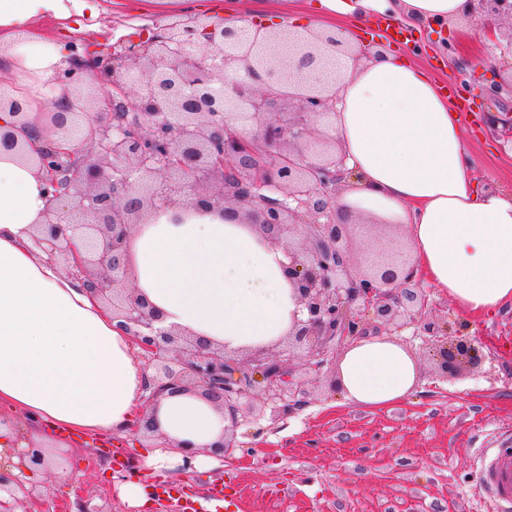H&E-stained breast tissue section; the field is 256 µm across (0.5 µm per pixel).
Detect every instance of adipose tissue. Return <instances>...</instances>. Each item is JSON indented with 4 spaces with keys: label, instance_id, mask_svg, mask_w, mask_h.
Instances as JSON below:
<instances>
[{
    "label": "adipose tissue",
    "instance_id": "1",
    "mask_svg": "<svg viewBox=\"0 0 512 512\" xmlns=\"http://www.w3.org/2000/svg\"><path fill=\"white\" fill-rule=\"evenodd\" d=\"M465 0H319L317 31L348 48L331 127L351 176L342 208L407 228L415 274L463 314L512 303V199L476 188L460 120L436 82L405 55L355 63L358 24L399 15L461 18ZM102 0H0V94L39 112L43 88L68 58L73 34ZM45 208L35 169L0 155V404L51 427L125 433L143 413L144 374L110 311L32 246ZM134 286L164 322L230 350L270 346L305 316L284 277L282 250L222 211L173 208L131 238ZM418 363L387 336L354 340L338 364L345 403L386 408L412 394ZM158 435L209 448L224 413L192 393L163 397Z\"/></svg>",
    "mask_w": 512,
    "mask_h": 512
}]
</instances>
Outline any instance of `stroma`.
Masks as SVG:
<instances>
[{
	"label": "stroma",
	"instance_id": "1",
	"mask_svg": "<svg viewBox=\"0 0 512 512\" xmlns=\"http://www.w3.org/2000/svg\"><path fill=\"white\" fill-rule=\"evenodd\" d=\"M181 0H123L109 17L113 40H137L142 29L182 15ZM416 65L447 89L461 86L474 54L483 52L475 26L426 22L409 31ZM464 129V146L475 159L479 187L512 193V148L492 126V116L512 112V98L451 99ZM434 314L450 334L476 339L482 365L442 377L429 346L411 331L399 341L417 359L412 396L384 409L341 403L328 374L304 375L306 402L286 420L272 421L261 397L236 430L244 455L218 458L197 470L174 465L145 472L148 502L130 505L121 496L122 468L109 449L141 459L152 446L141 434L106 435L55 430L62 466L36 475L35 512H59L82 491L85 507L105 512H178L162 482L198 493L233 478L248 499L246 512H489L474 464L478 448H496L512 436V303L486 316L459 313L447 297L430 295Z\"/></svg>",
	"mask_w": 512,
	"mask_h": 512
}]
</instances>
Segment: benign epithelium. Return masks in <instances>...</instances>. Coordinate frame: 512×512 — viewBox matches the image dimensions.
<instances>
[{"instance_id":"obj_1","label":"benign epithelium","mask_w":512,"mask_h":512,"mask_svg":"<svg viewBox=\"0 0 512 512\" xmlns=\"http://www.w3.org/2000/svg\"><path fill=\"white\" fill-rule=\"evenodd\" d=\"M464 17L480 28L485 47L512 50V0H466ZM251 29L243 42L242 28L188 13L136 43L99 51L90 64L75 43L46 94L53 111L33 116L19 100H0L15 117L0 126V151L33 164L44 185L36 244L67 259V273L138 347L145 410L166 394L191 391L224 408L231 425L214 445L222 456L238 448L234 431L256 385L275 421L294 414L305 392L288 359L260 349L232 355L164 327L162 313L135 294L130 233L159 210L221 209L283 248L284 273L306 310L288 332V349L304 350L308 372L334 364L337 352L370 332L397 336L408 328L435 350L445 376L481 361L476 341H448L406 243L387 235L353 252L362 225L336 206L348 170L327 127L336 94L313 77L325 64L320 47L335 50L342 41L334 32L300 36L256 20ZM504 67L498 80L474 70L462 85L483 99L512 96V60ZM57 85L73 96L55 98ZM37 126L84 134L76 147L30 150ZM57 465L51 449L34 443L0 448V512H27L38 495L30 474Z\"/></svg>"}]
</instances>
